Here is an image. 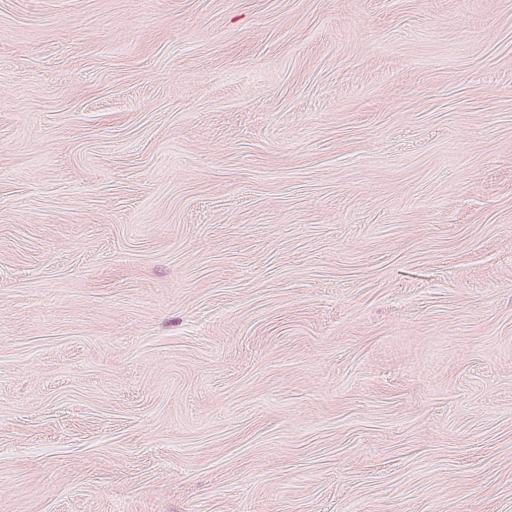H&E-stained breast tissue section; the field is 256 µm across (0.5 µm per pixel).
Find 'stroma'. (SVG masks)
I'll return each mask as SVG.
<instances>
[{
    "label": "stroma",
    "mask_w": 512,
    "mask_h": 512,
    "mask_svg": "<svg viewBox=\"0 0 512 512\" xmlns=\"http://www.w3.org/2000/svg\"><path fill=\"white\" fill-rule=\"evenodd\" d=\"M0 512H512V0H0Z\"/></svg>",
    "instance_id": "35a3bbf8"
}]
</instances>
